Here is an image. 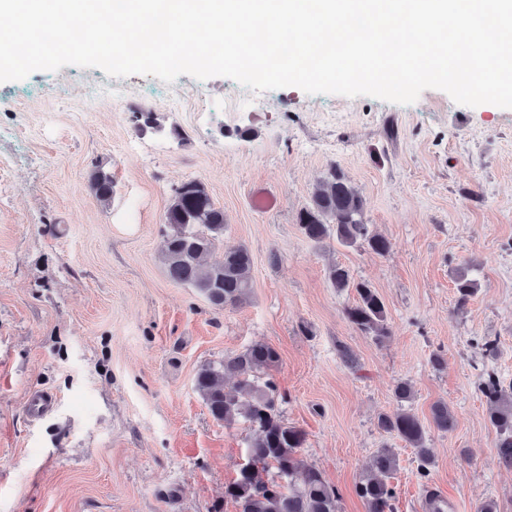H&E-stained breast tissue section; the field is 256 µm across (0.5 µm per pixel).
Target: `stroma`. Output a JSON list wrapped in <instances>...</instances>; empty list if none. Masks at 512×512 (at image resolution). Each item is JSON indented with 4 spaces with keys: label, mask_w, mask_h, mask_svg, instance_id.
Masks as SVG:
<instances>
[{
    "label": "stroma",
    "mask_w": 512,
    "mask_h": 512,
    "mask_svg": "<svg viewBox=\"0 0 512 512\" xmlns=\"http://www.w3.org/2000/svg\"><path fill=\"white\" fill-rule=\"evenodd\" d=\"M143 111L156 130L137 131ZM334 166L390 240L387 255L302 235L297 214ZM98 167L114 181L107 205L90 186ZM188 181L224 211L212 260L251 254L238 308L165 273V214ZM258 189L275 209L254 207ZM334 264L383 298L384 343L344 318L357 294L331 285ZM466 266L479 288L460 310L454 276ZM256 341L279 354V409L341 512H366L354 487L386 445L399 459L393 512H423L428 487L451 512L489 499L512 512V469L497 463L477 389L486 371L512 385V109L438 89L399 105L77 66L0 82V512H236L224 488L248 432L212 419L194 375ZM340 342L357 368L339 359ZM401 381L422 421L438 402L456 419L428 431L426 484L412 449L377 425ZM34 390L56 399L38 420L26 409Z\"/></svg>",
    "instance_id": "35a3bbf8"
}]
</instances>
